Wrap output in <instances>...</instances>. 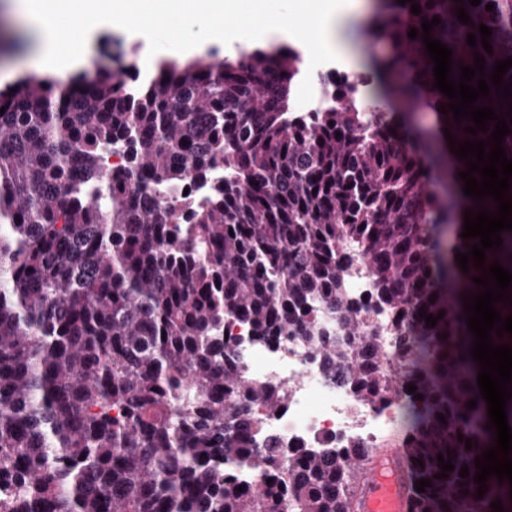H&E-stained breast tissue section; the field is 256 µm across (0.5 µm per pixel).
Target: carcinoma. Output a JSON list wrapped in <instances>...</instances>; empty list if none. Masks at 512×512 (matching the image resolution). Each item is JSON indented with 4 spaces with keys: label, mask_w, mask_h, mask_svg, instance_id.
Here are the masks:
<instances>
[{
    "label": "carcinoma",
    "mask_w": 512,
    "mask_h": 512,
    "mask_svg": "<svg viewBox=\"0 0 512 512\" xmlns=\"http://www.w3.org/2000/svg\"><path fill=\"white\" fill-rule=\"evenodd\" d=\"M375 2L362 23L375 80L365 97L342 91L310 117L290 110L302 59L281 46L161 59L133 98L126 71L64 86L23 79L0 93V512H351L366 444L286 460L272 448L242 490L217 474L261 433L251 406L274 413L286 400L241 375L228 320L247 322L257 342L299 338L365 404L403 401L392 442L411 512H494L498 499L512 512L508 481L479 499L473 480L493 439L462 301L481 273L455 259L479 242L461 237L475 207L458 176L465 161L451 188L435 189L443 130L457 142L490 133L474 137L463 131L473 122L438 111L450 100L422 42V19L438 17L431 37L453 50V76L475 52L489 76L512 57V0ZM462 5L473 24L457 20ZM481 23L491 55L466 42ZM114 145L124 148L115 169ZM217 168L206 202L172 193ZM501 237L485 265L512 270V232ZM357 258L390 316L389 372L341 275ZM319 306L342 340L320 328ZM421 309L444 316L428 327ZM440 453L454 470L436 479ZM422 478L431 486L419 492Z\"/></svg>",
    "instance_id": "obj_1"
}]
</instances>
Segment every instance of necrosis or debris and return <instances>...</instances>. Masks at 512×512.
<instances>
[{
  "instance_id": "necrosis-or-debris-1",
  "label": "necrosis or debris",
  "mask_w": 512,
  "mask_h": 512,
  "mask_svg": "<svg viewBox=\"0 0 512 512\" xmlns=\"http://www.w3.org/2000/svg\"><path fill=\"white\" fill-rule=\"evenodd\" d=\"M303 63L306 78L297 96L298 107L307 112L332 107L323 76L338 71L339 63L319 54L304 56ZM224 331L244 375L286 396L277 414L267 413L259 404L252 407L253 415L264 422L265 432L252 441L247 457L231 465L244 485L257 483L260 474L255 462L269 449L285 456L301 448L317 451L354 442L370 445L396 429L399 404L379 408L360 402L350 384L329 376L300 341L291 339L275 346L253 341L250 325L238 320L225 323Z\"/></svg>"
}]
</instances>
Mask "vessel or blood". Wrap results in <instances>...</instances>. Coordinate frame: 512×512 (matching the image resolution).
Listing matches in <instances>:
<instances>
[{
    "label": "vessel or blood",
    "mask_w": 512,
    "mask_h": 512,
    "mask_svg": "<svg viewBox=\"0 0 512 512\" xmlns=\"http://www.w3.org/2000/svg\"><path fill=\"white\" fill-rule=\"evenodd\" d=\"M411 493L398 451L384 448L364 465L354 512H410Z\"/></svg>",
    "instance_id": "vessel-or-blood-1"
}]
</instances>
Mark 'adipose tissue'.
I'll use <instances>...</instances> for the list:
<instances>
[{
  "instance_id": "obj_1",
  "label": "adipose tissue",
  "mask_w": 512,
  "mask_h": 512,
  "mask_svg": "<svg viewBox=\"0 0 512 512\" xmlns=\"http://www.w3.org/2000/svg\"><path fill=\"white\" fill-rule=\"evenodd\" d=\"M20 12L38 29L41 48L35 70L59 74L78 62L84 53L81 32L104 21L121 27H152L156 20L178 21L182 42L237 39L249 33L253 22L279 27L278 15L268 13V0H15ZM360 0H347L341 9L329 8L311 15L293 39L318 41L338 56L349 54L350 44H363L359 32L351 30L348 17L356 13Z\"/></svg>"
}]
</instances>
